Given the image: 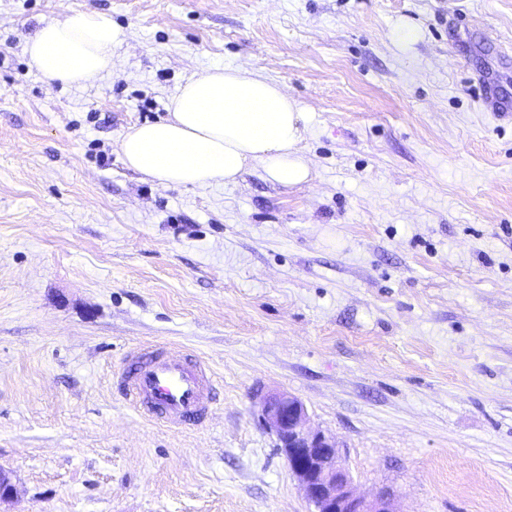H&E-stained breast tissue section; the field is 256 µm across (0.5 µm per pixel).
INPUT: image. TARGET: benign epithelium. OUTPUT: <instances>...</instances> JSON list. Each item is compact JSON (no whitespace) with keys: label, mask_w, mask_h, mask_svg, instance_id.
<instances>
[{"label":"benign epithelium","mask_w":512,"mask_h":512,"mask_svg":"<svg viewBox=\"0 0 512 512\" xmlns=\"http://www.w3.org/2000/svg\"><path fill=\"white\" fill-rule=\"evenodd\" d=\"M257 406L312 512H395L386 491L371 501L356 494L336 439L309 425L301 400L277 392L259 398Z\"/></svg>","instance_id":"obj_1"}]
</instances>
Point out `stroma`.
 Segmentation results:
<instances>
[{
    "instance_id": "stroma-1",
    "label": "stroma",
    "mask_w": 512,
    "mask_h": 512,
    "mask_svg": "<svg viewBox=\"0 0 512 512\" xmlns=\"http://www.w3.org/2000/svg\"><path fill=\"white\" fill-rule=\"evenodd\" d=\"M73 9L127 32L87 86L25 53ZM218 66L304 107L306 182L127 168L121 136ZM141 345L211 367L205 425L139 416ZM272 391L364 498L512 512V0H0V512H309Z\"/></svg>"
}]
</instances>
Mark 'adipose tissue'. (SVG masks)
<instances>
[{"instance_id": "adipose-tissue-1", "label": "adipose tissue", "mask_w": 512, "mask_h": 512, "mask_svg": "<svg viewBox=\"0 0 512 512\" xmlns=\"http://www.w3.org/2000/svg\"><path fill=\"white\" fill-rule=\"evenodd\" d=\"M127 38L105 13L74 10L42 26L25 48L31 67L63 85H85L112 71ZM300 103L276 82L242 67L213 68L183 84L166 118L134 126L118 144L124 163L164 185L235 182L251 163L282 185L308 180Z\"/></svg>"}]
</instances>
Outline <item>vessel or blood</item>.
Listing matches in <instances>:
<instances>
[{"label": "vessel or blood", "mask_w": 512, "mask_h": 512, "mask_svg": "<svg viewBox=\"0 0 512 512\" xmlns=\"http://www.w3.org/2000/svg\"><path fill=\"white\" fill-rule=\"evenodd\" d=\"M121 378L141 413L168 427L199 425L216 401L211 374L188 354L162 355L146 348L131 351Z\"/></svg>", "instance_id": "b4317fda"}]
</instances>
